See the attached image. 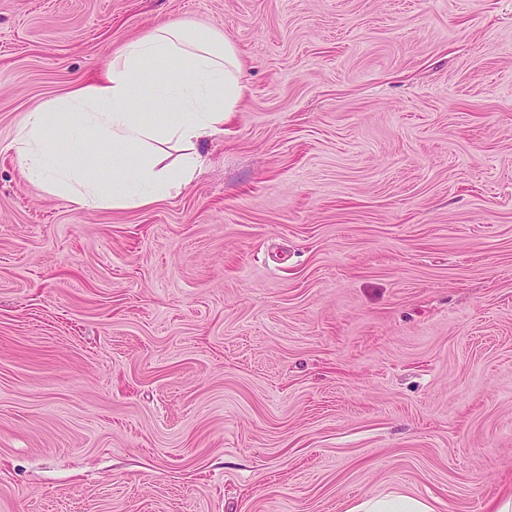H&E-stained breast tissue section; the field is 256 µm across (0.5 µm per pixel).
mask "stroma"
<instances>
[{
	"instance_id": "stroma-1",
	"label": "stroma",
	"mask_w": 512,
	"mask_h": 512,
	"mask_svg": "<svg viewBox=\"0 0 512 512\" xmlns=\"http://www.w3.org/2000/svg\"><path fill=\"white\" fill-rule=\"evenodd\" d=\"M246 89L180 193L0 153V512L512 492V0H0V143L167 20Z\"/></svg>"
}]
</instances>
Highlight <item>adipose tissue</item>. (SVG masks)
<instances>
[{
	"mask_svg": "<svg viewBox=\"0 0 512 512\" xmlns=\"http://www.w3.org/2000/svg\"><path fill=\"white\" fill-rule=\"evenodd\" d=\"M244 90L237 50L223 33L171 19L113 52L97 80L26 112L4 149L26 179L66 203L144 208L192 183L199 144L223 134ZM158 100L168 111L150 114ZM171 145L181 150L174 161ZM348 512L432 508L396 490Z\"/></svg>",
	"mask_w": 512,
	"mask_h": 512,
	"instance_id": "adipose-tissue-1",
	"label": "adipose tissue"
}]
</instances>
